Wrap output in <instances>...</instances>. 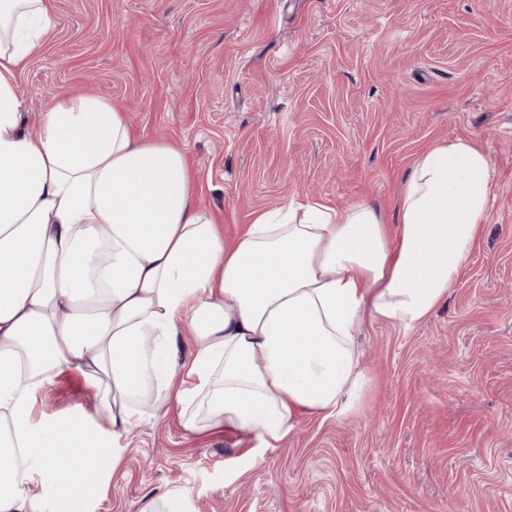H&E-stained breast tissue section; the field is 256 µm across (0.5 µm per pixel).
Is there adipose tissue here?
Instances as JSON below:
<instances>
[{
    "label": "adipose tissue",
    "instance_id": "ef3b65f1",
    "mask_svg": "<svg viewBox=\"0 0 512 512\" xmlns=\"http://www.w3.org/2000/svg\"><path fill=\"white\" fill-rule=\"evenodd\" d=\"M53 26L48 0H0V512L47 495L87 512L122 463L109 435L152 408L265 448L300 414L352 413L364 321L414 329L457 284L489 216L483 151L421 154L394 224L367 202H292L228 247L185 149L135 135L109 99L60 92L29 131L17 77ZM66 371L92 410L36 421Z\"/></svg>",
    "mask_w": 512,
    "mask_h": 512
}]
</instances>
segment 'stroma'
<instances>
[{
    "instance_id": "35a3bbf8",
    "label": "stroma",
    "mask_w": 512,
    "mask_h": 512,
    "mask_svg": "<svg viewBox=\"0 0 512 512\" xmlns=\"http://www.w3.org/2000/svg\"><path fill=\"white\" fill-rule=\"evenodd\" d=\"M48 2L54 27L17 78L30 112L91 92L184 146L226 243L309 198L393 221L416 158L443 141H473L492 176L445 303L409 331L365 321L351 415H303L261 448L226 427L188 433L169 407L115 439L122 464L89 512L170 495L187 512H512V0ZM91 407L74 371L39 403Z\"/></svg>"
}]
</instances>
